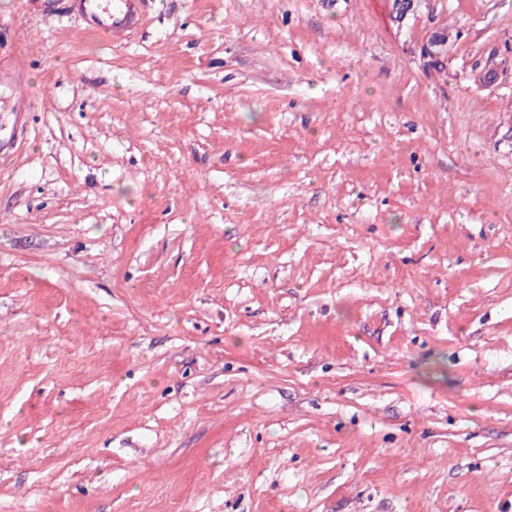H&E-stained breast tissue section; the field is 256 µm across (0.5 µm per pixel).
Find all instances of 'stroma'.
Returning a JSON list of instances; mask_svg holds the SVG:
<instances>
[{"instance_id":"stroma-1","label":"stroma","mask_w":512,"mask_h":512,"mask_svg":"<svg viewBox=\"0 0 512 512\" xmlns=\"http://www.w3.org/2000/svg\"><path fill=\"white\" fill-rule=\"evenodd\" d=\"M148 2L0 0V512H512V0ZM32 0L43 12L64 10L92 33L111 40L135 36L144 20L145 0ZM23 72L12 55L0 54V157L14 158L26 138L32 97L22 90Z\"/></svg>"}]
</instances>
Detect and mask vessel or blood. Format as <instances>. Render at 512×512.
Segmentation results:
<instances>
[{
  "label": "vessel or blood",
  "mask_w": 512,
  "mask_h": 512,
  "mask_svg": "<svg viewBox=\"0 0 512 512\" xmlns=\"http://www.w3.org/2000/svg\"><path fill=\"white\" fill-rule=\"evenodd\" d=\"M42 11L62 9L86 30L112 40L135 36L144 20V0H32ZM23 72L12 56L0 55V157L18 155L26 138L32 97L22 89Z\"/></svg>",
  "instance_id": "vessel-or-blood-1"
}]
</instances>
